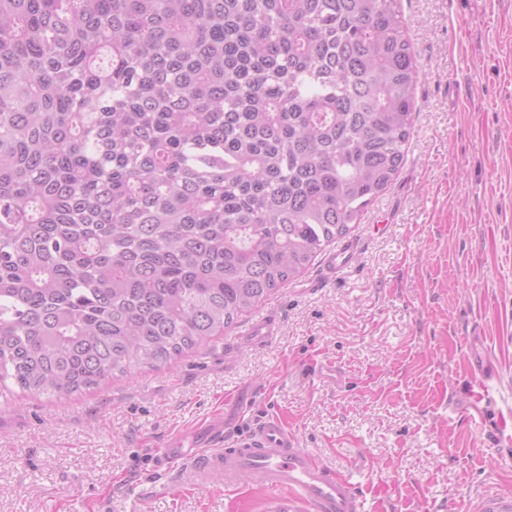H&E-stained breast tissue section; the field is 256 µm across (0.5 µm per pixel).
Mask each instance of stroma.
Listing matches in <instances>:
<instances>
[{"mask_svg":"<svg viewBox=\"0 0 512 512\" xmlns=\"http://www.w3.org/2000/svg\"><path fill=\"white\" fill-rule=\"evenodd\" d=\"M420 70L392 185L209 345L70 397L0 398V512H309L256 485L169 489L166 449L273 415L373 512L512 497V0H398ZM277 314L276 336L246 327ZM493 378L482 389L470 365Z\"/></svg>","mask_w":512,"mask_h":512,"instance_id":"obj_1","label":"stroma"}]
</instances>
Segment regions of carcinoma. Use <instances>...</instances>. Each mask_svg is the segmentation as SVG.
Instances as JSON below:
<instances>
[{
  "label": "carcinoma",
  "instance_id": "1",
  "mask_svg": "<svg viewBox=\"0 0 512 512\" xmlns=\"http://www.w3.org/2000/svg\"><path fill=\"white\" fill-rule=\"evenodd\" d=\"M398 0H0V397L206 345L405 159Z\"/></svg>",
  "mask_w": 512,
  "mask_h": 512
}]
</instances>
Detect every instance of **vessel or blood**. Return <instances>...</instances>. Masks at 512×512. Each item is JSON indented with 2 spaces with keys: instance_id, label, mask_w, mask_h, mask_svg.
<instances>
[{
  "instance_id": "b4317fda",
  "label": "vessel or blood",
  "mask_w": 512,
  "mask_h": 512,
  "mask_svg": "<svg viewBox=\"0 0 512 512\" xmlns=\"http://www.w3.org/2000/svg\"><path fill=\"white\" fill-rule=\"evenodd\" d=\"M210 442L189 463H182L179 443L170 446L180 466L175 487H205L214 476L226 486L256 484L295 493L312 512H367L366 498L355 472L340 473L300 447L288 426L268 416L246 431L225 437L213 426Z\"/></svg>"
}]
</instances>
